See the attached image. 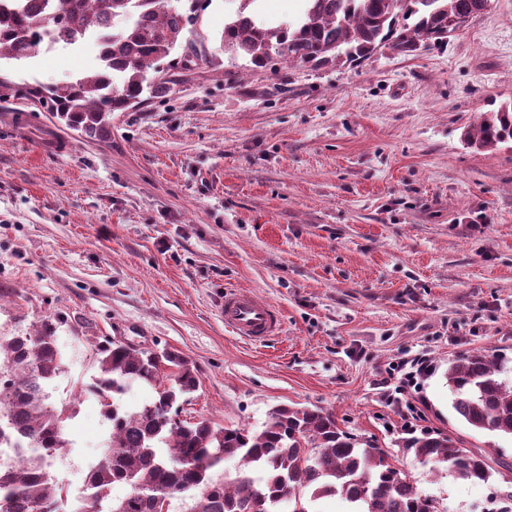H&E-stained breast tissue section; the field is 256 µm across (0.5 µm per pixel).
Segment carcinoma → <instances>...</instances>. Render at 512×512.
Instances as JSON below:
<instances>
[{"label": "carcinoma", "mask_w": 512, "mask_h": 512, "mask_svg": "<svg viewBox=\"0 0 512 512\" xmlns=\"http://www.w3.org/2000/svg\"><path fill=\"white\" fill-rule=\"evenodd\" d=\"M224 22V50L267 69L271 57L312 68L361 62L386 48L410 54L448 42L458 22L485 12L486 0H300L293 22L258 23L240 0ZM212 0H56L49 11L0 6V61L21 64L43 40L57 34L72 41L103 14L144 16L108 38L100 65L59 85L6 84L13 96L39 103L89 138L108 132L112 113L125 112L143 96L160 97L164 74L207 57L196 26ZM163 77L148 80L149 70ZM465 143L477 150L512 142V101L484 115ZM56 325L41 321L33 334L0 339V512H58L67 495L51 475V460L66 447L68 409L46 400L59 374ZM100 373L93 387L111 422L97 467L86 473L91 489L80 512H157L156 498H179L185 512H316L317 501L338 496L349 512H438L384 450L341 429L320 408L276 406L262 429L228 428L209 420L180 419V407L200 387L196 367L181 354L135 350L119 341L97 349ZM496 355L463 353L448 365L456 415L475 430L512 436V385L500 379ZM132 384L156 397L136 407L120 402ZM416 457L471 483H487L493 467L482 452L453 437L425 430L401 439ZM236 459L233 477L212 472ZM116 483L128 486L111 498Z\"/></svg>", "instance_id": "carcinoma-1"}]
</instances>
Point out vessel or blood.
<instances>
[{
    "label": "vessel or blood",
    "mask_w": 512,
    "mask_h": 512,
    "mask_svg": "<svg viewBox=\"0 0 512 512\" xmlns=\"http://www.w3.org/2000/svg\"><path fill=\"white\" fill-rule=\"evenodd\" d=\"M221 316L225 328L257 346L281 332L280 310L247 288L225 289Z\"/></svg>",
    "instance_id": "vessel-or-blood-1"
}]
</instances>
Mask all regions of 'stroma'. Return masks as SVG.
<instances>
[{
  "label": "stroma",
  "mask_w": 512,
  "mask_h": 512,
  "mask_svg": "<svg viewBox=\"0 0 512 512\" xmlns=\"http://www.w3.org/2000/svg\"><path fill=\"white\" fill-rule=\"evenodd\" d=\"M237 7L214 0L199 29L210 60L113 113L105 137L0 101V336L57 324L49 402L71 417L51 472L73 490L101 457L110 424L86 389L98 344L121 336L197 368L184 420L257 428L278 405L321 407L393 455L438 512H484L512 482V437L462 422L446 373L491 350L512 384V144L463 139L512 101V0L444 45L274 73L217 41ZM96 56L90 42L0 78L61 84ZM230 287L277 305L281 335L257 347L226 329ZM418 355L429 375L389 395L386 370ZM411 406L417 428L489 454L493 479L403 452Z\"/></svg>",
  "instance_id": "obj_1"
}]
</instances>
